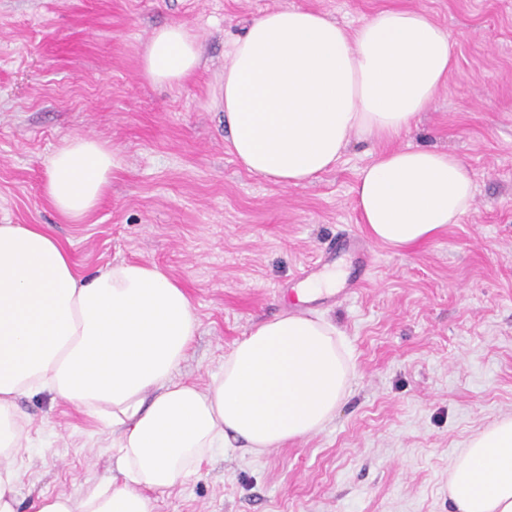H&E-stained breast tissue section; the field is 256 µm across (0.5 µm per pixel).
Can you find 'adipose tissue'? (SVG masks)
<instances>
[{"mask_svg":"<svg viewBox=\"0 0 512 512\" xmlns=\"http://www.w3.org/2000/svg\"><path fill=\"white\" fill-rule=\"evenodd\" d=\"M201 48L184 23L156 29L143 76L182 85ZM448 31L423 10L376 12L356 29L280 7L254 17L224 65L220 101L231 151L282 187L311 183L353 138L407 132L454 69ZM113 152L77 137L47 162L45 195L70 221L105 194ZM476 182L452 153H380L361 169L355 204L368 236L396 250L460 223ZM201 321L189 294L152 262L77 272L41 224H0V512H19L18 460L29 422L16 401L43 392L109 429L116 471L80 495L40 494L36 512H153V492L185 484L218 449L260 455L322 431L347 394L352 352L325 316L261 322L206 387L173 376ZM454 512H512V414L476 430L448 465Z\"/></svg>","mask_w":512,"mask_h":512,"instance_id":"obj_1","label":"adipose tissue"}]
</instances>
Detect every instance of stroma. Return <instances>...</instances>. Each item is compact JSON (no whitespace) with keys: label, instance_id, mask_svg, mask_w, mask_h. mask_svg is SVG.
Returning a JSON list of instances; mask_svg holds the SVG:
<instances>
[{"label":"stroma","instance_id":"35a3bbf8","mask_svg":"<svg viewBox=\"0 0 512 512\" xmlns=\"http://www.w3.org/2000/svg\"><path fill=\"white\" fill-rule=\"evenodd\" d=\"M296 6L355 29L386 8L427 11L456 66L403 148L434 147L476 176L471 210L427 244L370 242V271L323 307L356 363L318 434L250 457L228 450L154 494L153 512H450L448 464L512 413V0H0V224H45L82 271L150 261L184 285L201 326L177 380L206 386L235 345L282 313L297 279L344 232L363 234L353 187L388 150L353 140L338 164L281 188L232 154L217 107L231 48L261 11ZM182 22L202 45L183 85L141 74L153 30ZM90 137L114 153L111 187L80 223L43 192L47 160ZM38 447L20 512L112 469V436L72 405L22 397Z\"/></svg>","mask_w":512,"mask_h":512}]
</instances>
